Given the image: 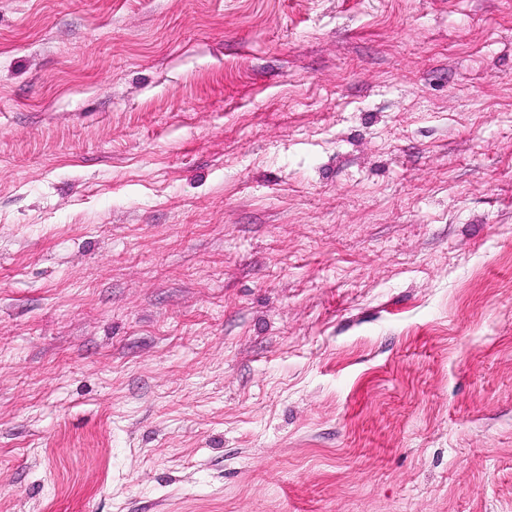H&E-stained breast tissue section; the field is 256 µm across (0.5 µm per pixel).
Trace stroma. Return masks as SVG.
Wrapping results in <instances>:
<instances>
[{
	"instance_id": "stroma-1",
	"label": "stroma",
	"mask_w": 512,
	"mask_h": 512,
	"mask_svg": "<svg viewBox=\"0 0 512 512\" xmlns=\"http://www.w3.org/2000/svg\"><path fill=\"white\" fill-rule=\"evenodd\" d=\"M0 512H512V0H0Z\"/></svg>"
}]
</instances>
